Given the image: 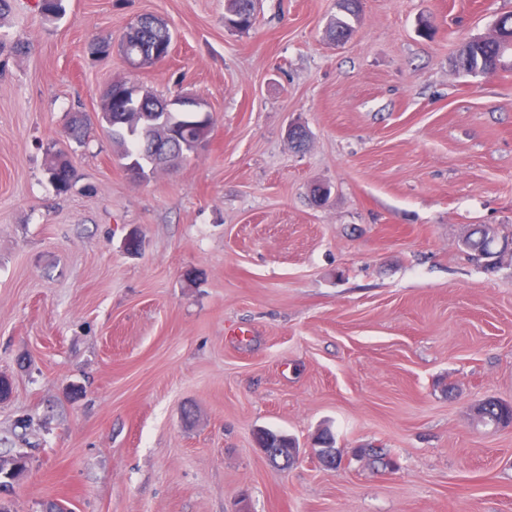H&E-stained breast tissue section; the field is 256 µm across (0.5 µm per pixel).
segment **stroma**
<instances>
[{"mask_svg":"<svg viewBox=\"0 0 512 512\" xmlns=\"http://www.w3.org/2000/svg\"><path fill=\"white\" fill-rule=\"evenodd\" d=\"M64 4L0 12V457H27L0 506L512 512V425L469 411L512 403V259L462 246L512 237V69L453 66L512 0H363L340 44L336 0H259L246 31L227 0ZM141 14L173 42L137 68ZM116 80L202 98L206 148L139 183L100 127L68 140ZM261 429L297 439L288 469ZM50 183L58 193H66L72 186L74 168L69 159L57 152L46 169ZM489 234H492V237H489ZM493 237H496L498 240H508L500 236L498 228L483 224L470 229L467 235L463 238L462 244L471 252L473 259L477 261L486 260L485 255L489 252L488 247L491 246ZM503 256L504 255L500 256L494 262L490 263L487 260L486 262L488 265L492 266V268H495V265L503 260L501 259ZM471 416L485 425H508L512 423V404L486 399L473 407Z\"/></svg>","mask_w":512,"mask_h":512,"instance_id":"35a3bbf8","label":"stroma"}]
</instances>
